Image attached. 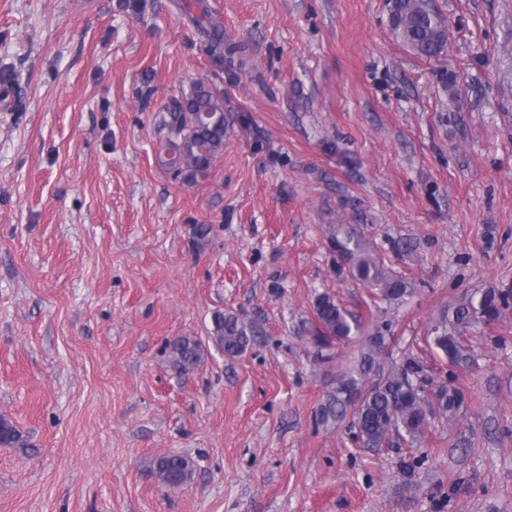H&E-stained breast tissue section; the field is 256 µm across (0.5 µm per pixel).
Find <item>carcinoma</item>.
<instances>
[{"label": "carcinoma", "mask_w": 512, "mask_h": 512, "mask_svg": "<svg viewBox=\"0 0 512 512\" xmlns=\"http://www.w3.org/2000/svg\"><path fill=\"white\" fill-rule=\"evenodd\" d=\"M388 5L392 31L414 54L432 59L446 51L448 27L431 0H388ZM188 14L216 59L232 60L241 52V48L224 40V25L206 0H195ZM167 126L170 133L164 146L165 165L188 182L208 178L224 149V137L230 127L224 114V93L207 82L195 83L187 96L173 101ZM330 244L351 277L374 289L378 300L390 304L414 293L413 284L393 274L360 237L349 232L340 236L333 231ZM507 306L508 295L494 289L467 297L432 320L427 345L449 364H458L467 357L463 339L466 328L480 321L490 324L499 320ZM313 314L310 334L318 351L330 349L335 343L361 340L357 369L338 376L322 416L338 420L352 415L354 435L362 446L381 448L390 444L396 434L409 447H419L426 437L429 415L447 420L457 415L464 401L463 392L454 385L442 384L435 391L436 401H428L425 388L417 383L423 366L411 354L401 365L388 368L372 387H365L363 377L381 365L385 356L387 336L382 327L364 335L361 322L328 294L316 298ZM212 325L209 341L225 354L238 356L249 347L252 330L235 314L218 312L212 317ZM168 347L175 366L182 371L195 366L204 351L200 341L187 336L174 339ZM354 391L363 393V398L359 405L351 407L347 395ZM20 439L14 424L0 417V444L11 445ZM150 469L160 483L168 486L181 485L192 475L189 460L180 455L157 457L150 462Z\"/></svg>", "instance_id": "obj_1"}]
</instances>
